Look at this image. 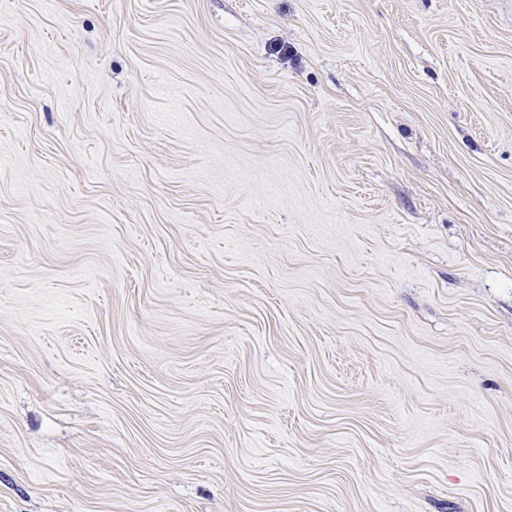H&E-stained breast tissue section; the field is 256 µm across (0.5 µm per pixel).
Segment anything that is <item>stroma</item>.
<instances>
[{"instance_id":"1","label":"stroma","mask_w":512,"mask_h":512,"mask_svg":"<svg viewBox=\"0 0 512 512\" xmlns=\"http://www.w3.org/2000/svg\"><path fill=\"white\" fill-rule=\"evenodd\" d=\"M0 512H512V0H0Z\"/></svg>"}]
</instances>
